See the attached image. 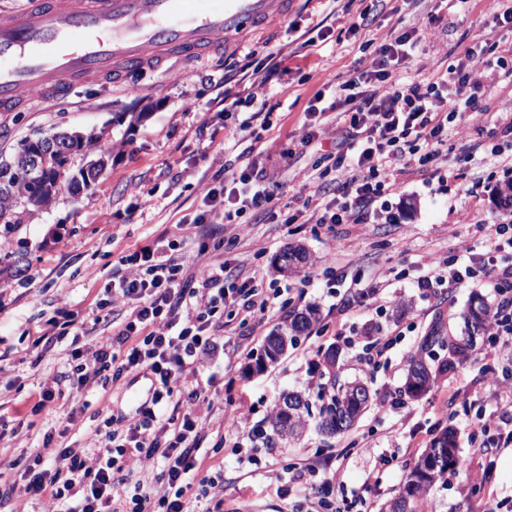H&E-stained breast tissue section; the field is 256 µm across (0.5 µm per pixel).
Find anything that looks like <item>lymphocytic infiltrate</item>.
<instances>
[{
	"label": "lymphocytic infiltrate",
	"mask_w": 512,
	"mask_h": 512,
	"mask_svg": "<svg viewBox=\"0 0 512 512\" xmlns=\"http://www.w3.org/2000/svg\"><path fill=\"white\" fill-rule=\"evenodd\" d=\"M424 43L422 28L394 31L380 44L370 68L339 85L333 102L317 92L305 110L299 142L319 141L329 124V111H339L343 134L327 160L335 172L313 175L316 188L305 195L301 209L280 204L273 186L245 161L225 177L220 190L206 197L207 211L200 224H220L229 241L244 233L242 218L264 213L271 222L290 226L307 211L311 221L338 224H383L395 215L387 197L397 166L410 165L417 154L438 157L448 140L449 123L481 109L475 60L488 49L481 43L461 45L445 73L426 78L393 79L392 73L415 56ZM389 90H381V83ZM490 231L481 249L462 245L453 258H434L417 280L425 289L463 285L482 273L494 282L501 299L490 315L487 335L502 339L512 353V271L498 257L512 249V212L487 216ZM192 274H184L183 241L166 248L144 247L121 256L118 266L97 299L86 333L91 340L72 349L65 376L49 374L38 384V408L60 398L62 378L73 379L78 394L89 395L125 373L146 368L154 376L152 405L138 422L124 431L111 430L110 416H102L87 445L53 447V433H45L41 448L13 462L12 481L0 496L21 491L36 497L41 512H185L184 496L195 491L205 500L204 512H224L221 473L199 476L198 452L208 431L203 412L205 392L199 380L224 331L217 314L245 296L247 319L265 318L275 304L255 276L244 274L238 259L211 260L199 247ZM124 310L115 322V310ZM161 466V481L134 477L133 462Z\"/></svg>",
	"instance_id": "obj_1"
}]
</instances>
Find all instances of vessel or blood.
Segmentation results:
<instances>
[{
    "instance_id": "obj_1",
    "label": "vessel or blood",
    "mask_w": 512,
    "mask_h": 512,
    "mask_svg": "<svg viewBox=\"0 0 512 512\" xmlns=\"http://www.w3.org/2000/svg\"><path fill=\"white\" fill-rule=\"evenodd\" d=\"M285 0H26L0 13V112L128 74L196 60L282 12Z\"/></svg>"
}]
</instances>
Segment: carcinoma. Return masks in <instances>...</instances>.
Returning <instances> with one entry per match:
<instances>
[{"label": "carcinoma", "instance_id": "1", "mask_svg": "<svg viewBox=\"0 0 512 512\" xmlns=\"http://www.w3.org/2000/svg\"><path fill=\"white\" fill-rule=\"evenodd\" d=\"M53 137L63 143L64 150L47 148L43 138L29 139L20 143L11 158L0 160V236H10L20 227L21 220L15 216L17 203L44 206L64 187L78 193L89 188L103 170L105 161L100 158L90 161L79 170L78 175L68 178L66 182L57 181L61 173L67 172L72 155L89 147L96 137H85L76 132L55 133ZM472 299L477 304H468L462 314L467 335L445 336L439 328L434 327L424 336L421 351L430 353L435 346L446 348L448 359L436 366L422 356L414 359L403 387L405 396L415 398L425 394L440 376L461 363L467 358L468 352L473 350L470 336L486 330L491 310L482 297L474 295ZM317 316V311L311 308L297 313L287 326L267 337L263 354L257 359L256 369H262L268 360H276L287 346L294 344L298 336L309 329ZM350 389L349 385L339 388L332 396L331 403L325 407L320 422L324 432L335 434L349 428L367 407L368 401L353 398ZM282 400L285 403L290 400L296 403L292 414L284 413L281 405L277 404L268 418V424L273 435L288 439L299 435L304 429L309 403L300 392L287 393ZM461 467L455 433L446 428L431 447L420 455L397 496L386 505L387 512H396L399 506L409 509L411 502L425 498L448 472Z\"/></svg>", "mask_w": 512, "mask_h": 512}]
</instances>
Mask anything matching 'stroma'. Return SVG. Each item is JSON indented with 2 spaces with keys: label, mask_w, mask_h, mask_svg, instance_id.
Segmentation results:
<instances>
[{
  "label": "stroma",
  "mask_w": 512,
  "mask_h": 512,
  "mask_svg": "<svg viewBox=\"0 0 512 512\" xmlns=\"http://www.w3.org/2000/svg\"><path fill=\"white\" fill-rule=\"evenodd\" d=\"M371 0H294L288 13L239 46L211 54L206 61L177 58L148 66L134 75L139 94L113 84H88L73 90L65 103H39L34 111L0 115V155L11 156L18 143L58 132H96L88 154L74 155L71 171L88 158L106 155L108 162L90 189L62 190L43 207L20 205L22 224L12 237L0 238V253L22 259L9 268L11 288L0 293V423L17 429L0 442V471L29 455L56 421L52 410H36L42 373L64 371L69 347H34L40 320L53 315L58 302L70 303L79 319H91L121 256L172 237L185 238V272H193L197 254L194 217L204 208L212 187L234 171L241 157L253 159L281 198L299 193L319 151L296 154L292 167L279 159L296 143L308 102L325 83L339 84L357 70L371 67L374 49L364 48V34L348 32L345 22L370 7ZM494 0H471L463 14L449 13L443 0H384L375 25L376 42L392 30L415 24L423 28L424 47L398 76H430L445 71L459 41L479 38L487 45L512 42V32L491 20ZM324 21L323 37L303 48L290 42L288 26ZM279 65L280 79L251 85L243 73ZM485 111L453 123L448 153L395 174L398 190L389 200L397 215L393 224L299 225L284 236L281 225L250 213L236 246L209 249L208 258L239 257L261 273L262 286L277 291L285 312L312 307L318 319L262 372L251 367L264 340L280 318L240 325L234 308L224 310V349L210 371L219 382L211 398V426L200 445L203 471L224 473V512H309L316 496L362 504L364 512H382L403 485L421 453L446 427L457 431L466 472L446 476L431 494L412 502V512H512V444L503 445L498 430L479 433L481 415H512V360L502 359L493 337L478 338L472 356L441 376L419 398L402 388L408 365L423 336L440 326L448 336L463 335L462 313L472 295L488 305L497 290L483 277L455 290L418 288L416 280L438 255H455L461 243L477 245L486 235L480 216L499 211L486 185L512 179L495 157L512 146L493 137L495 115L512 110V83L483 80ZM254 95L276 102L271 126L252 123L253 133L232 138L240 113L224 115V96ZM64 226L67 235L54 240ZM302 249L309 261L294 275L279 272L276 259L287 248ZM388 274V293L402 297L403 307L378 310L341 303L345 278L370 282L378 270ZM388 342L378 367L363 361L366 344ZM337 353L340 382L365 383L371 401L349 431L328 437L307 424L303 434L265 447L226 431L227 411L249 410L255 429H267V418L283 393L298 391L320 408L318 384L329 381L322 364L328 350ZM152 374L124 375L89 396L88 405L70 425L62 442L81 446L86 432L107 409L114 430H124L150 399Z\"/></svg>",
  "instance_id": "stroma-1"
}]
</instances>
